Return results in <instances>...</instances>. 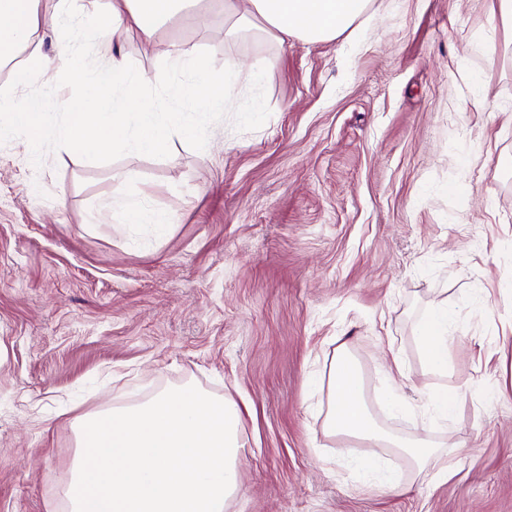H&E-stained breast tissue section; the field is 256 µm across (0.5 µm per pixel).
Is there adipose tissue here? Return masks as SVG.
Instances as JSON below:
<instances>
[{"instance_id": "obj_1", "label": "adipose tissue", "mask_w": 512, "mask_h": 512, "mask_svg": "<svg viewBox=\"0 0 512 512\" xmlns=\"http://www.w3.org/2000/svg\"><path fill=\"white\" fill-rule=\"evenodd\" d=\"M38 0H0V64L11 61L18 50L29 56L16 73L17 85L41 78L52 66L51 58L40 48L31 47L30 38L38 24ZM372 0H220L224 12V39L233 41L246 32H258L280 48L300 41L314 45L336 40L364 16ZM54 17L65 28L80 25L99 32V64L93 70H78L81 85L78 102L66 113L53 136L64 148L99 157L122 151L131 155H157L173 136L198 138L199 129L183 112H162L141 101L147 82L144 71L133 69L128 57L115 50L127 32H137L142 41L154 44L166 23L183 18L199 29L209 28L208 11L199 9L197 0H112L108 11L91 8L73 19L69 0H56ZM163 53L174 68L187 71L184 81L171 83L166 95L171 99H197L206 105L233 108L237 105L235 85L243 78L256 79L262 68L254 63L242 71L234 60L224 69L211 68L197 45L187 42L163 44ZM115 97H108V90ZM44 100L36 97L15 111L11 121L0 125V140L13 139L24 132V153L29 161L44 160ZM454 313L444 305L430 307L416 327V335L426 368L445 374L453 338ZM321 392L323 429L326 436L355 439L375 446L395 449L415 473L435 466L440 481L456 474L453 448L436 441L429 430L403 438L387 431L370 410L360 363L348 344H340L327 367L315 380Z\"/></svg>"}]
</instances>
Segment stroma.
Here are the masks:
<instances>
[{"label": "stroma", "mask_w": 512, "mask_h": 512, "mask_svg": "<svg viewBox=\"0 0 512 512\" xmlns=\"http://www.w3.org/2000/svg\"><path fill=\"white\" fill-rule=\"evenodd\" d=\"M490 7L374 0L365 42L285 50L225 42L219 13L163 26L211 68L262 61L237 111L170 101L181 73L131 34L145 102L188 113L211 150L177 136L157 156L94 159L49 140L36 167L0 142V512H67L76 416L186 385L243 413L227 512H512V31ZM51 11L42 0L31 41L58 61L25 87L0 66V123L43 96L55 127L77 66L98 64L89 28L82 63L60 54L71 35ZM141 190L169 213L165 236L97 217ZM437 304L456 313L444 377L415 338ZM340 336L387 430L453 440L451 480L396 493L335 466L307 392ZM391 353L410 400L395 417L379 398ZM445 386L460 400L441 422L425 401Z\"/></svg>", "instance_id": "stroma-1"}]
</instances>
